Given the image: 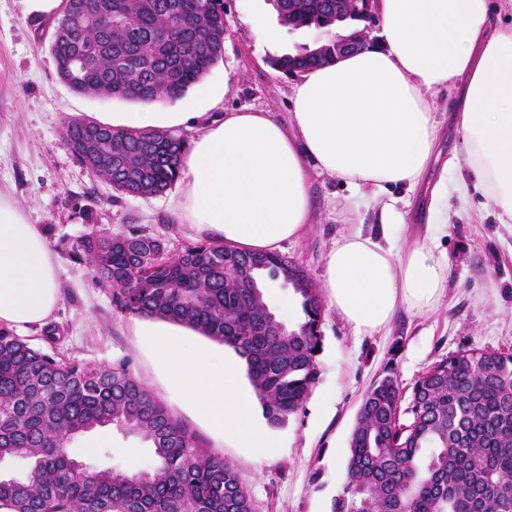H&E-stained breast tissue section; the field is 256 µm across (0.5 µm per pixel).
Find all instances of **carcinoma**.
Returning <instances> with one entry per match:
<instances>
[{
	"instance_id": "carcinoma-1",
	"label": "carcinoma",
	"mask_w": 512,
	"mask_h": 512,
	"mask_svg": "<svg viewBox=\"0 0 512 512\" xmlns=\"http://www.w3.org/2000/svg\"><path fill=\"white\" fill-rule=\"evenodd\" d=\"M78 23L49 44L75 93L140 103L174 100L224 57L220 0H69ZM339 0H276L295 28L336 17ZM85 64L77 67L74 58ZM336 60L297 53L288 72ZM105 157L76 160L123 194H161L178 179L183 140L166 130L117 131L85 119ZM134 174L139 183L127 179ZM96 280L123 312L176 321L233 348L247 365L272 427L295 414L317 376L323 304L304 271L277 253L198 244L171 259L161 239L131 230L88 232L81 244ZM293 288L304 320L281 335L260 278ZM111 427L150 444L149 470L82 473L68 453L77 436ZM25 457L22 478L0 479V512H254L237 471L205 455L194 435L124 364L93 370L56 358L0 327V460ZM347 483L330 512H512V352L462 350L433 364L410 395L389 366L356 414Z\"/></svg>"
}]
</instances>
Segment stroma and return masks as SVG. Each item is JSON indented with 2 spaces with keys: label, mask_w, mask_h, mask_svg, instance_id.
<instances>
[{
  "label": "stroma",
  "mask_w": 512,
  "mask_h": 512,
  "mask_svg": "<svg viewBox=\"0 0 512 512\" xmlns=\"http://www.w3.org/2000/svg\"><path fill=\"white\" fill-rule=\"evenodd\" d=\"M224 59L188 97L198 109L219 115L243 107L286 118L294 76L275 70L273 50L258 46L242 20L240 0H223ZM51 29L44 14L27 12L24 0H0V196L34 224L43 225L60 264L61 301L47 326L23 339L55 356L92 369L119 364L160 400L196 437L200 450L224 459L238 472L255 512H328L341 493L349 437L362 399L386 363L411 389L435 361L459 349L512 352V223L502 224L491 202L479 196H448V234L440 250L448 266V291L435 311H400L389 330L355 337L335 311L325 310L318 374L301 409L272 428L270 448H231L216 440L169 399L133 334L135 318L119 311L110 289L99 286L75 250L91 226L118 234L132 229L163 239L178 257L197 237L168 209V194L132 196L79 164L62 137L71 118L111 120L116 112L143 111L142 103L79 95L57 76L49 53ZM345 189L314 181V222L280 253L320 287L324 257L346 232L372 231L380 208L345 209ZM59 331L46 343V328ZM110 441L90 449L93 433L73 439L72 457L96 467L144 470L154 456L138 437L110 432ZM136 456H129V449Z\"/></svg>",
  "instance_id": "stroma-1"
}]
</instances>
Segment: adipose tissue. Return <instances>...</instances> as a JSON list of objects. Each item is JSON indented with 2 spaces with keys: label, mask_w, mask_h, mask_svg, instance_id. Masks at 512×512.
Here are the masks:
<instances>
[{
  "label": "adipose tissue",
  "mask_w": 512,
  "mask_h": 512,
  "mask_svg": "<svg viewBox=\"0 0 512 512\" xmlns=\"http://www.w3.org/2000/svg\"><path fill=\"white\" fill-rule=\"evenodd\" d=\"M375 41L303 71L287 120L240 109L210 119L184 100L176 112L150 104L116 113L117 130L193 127L169 205L200 238L246 253H271L299 239L313 216V180L344 187L350 208L383 199L381 231L352 230L324 259L329 309L353 336L385 331L399 310L428 312L446 293L437 250L448 233V194L492 201L512 223V28L492 24L491 0H375ZM458 88L462 148L455 179L440 176L426 208V233L401 247L394 189L420 190L438 158L432 97ZM59 267L42 225L0 197V325L46 324L60 302ZM168 393L214 438L235 448L273 442L260 401L241 381L242 361L160 321L134 330Z\"/></svg>",
  "instance_id": "obj_1"
}]
</instances>
